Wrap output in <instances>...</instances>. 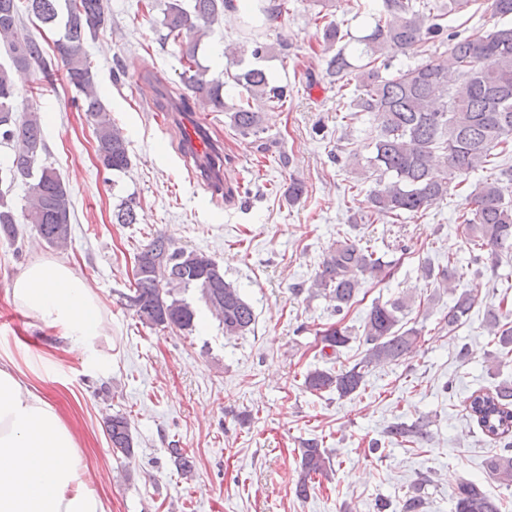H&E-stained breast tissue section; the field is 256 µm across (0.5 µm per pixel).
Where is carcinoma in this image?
<instances>
[{
	"label": "carcinoma",
	"instance_id": "cac0c4a2",
	"mask_svg": "<svg viewBox=\"0 0 512 512\" xmlns=\"http://www.w3.org/2000/svg\"><path fill=\"white\" fill-rule=\"evenodd\" d=\"M484 6L493 21L482 34L462 36L448 25V18L472 5ZM234 8L233 0H168L160 22L165 38L178 44L187 64L183 79L196 97L228 112L231 127L241 136L264 131L259 104H282L288 98L285 86L274 85L267 72L248 67L232 75L240 87L238 102H224V83L206 78L197 54L202 39L220 13ZM49 27L64 25L57 52L65 80L84 95L83 109L91 118L97 141V158L103 170L122 174L131 165L128 142L104 111L96 90L95 74L85 43L104 21L103 0H0V40L11 52L12 67L0 66V132L10 130L22 143L0 183L18 180L27 186L29 206L25 219L35 225L50 246L64 250L71 237L70 194L56 171L39 164L45 150L43 123L35 112L17 115L18 78L42 59L40 45L20 34L21 10ZM512 0H383L380 16L365 34L355 36L344 23L326 20L320 28V43L328 54L326 73L336 81L356 80L355 96L348 104L349 117L371 113L380 125L378 137L369 144L366 165L374 177L369 191L372 216L399 219L425 215L432 205L448 199L469 177L493 165L496 173L479 180L466 195L468 207L459 215L460 229L473 260L488 258L499 264V253L512 249ZM438 43L440 56L407 68L391 71L394 54L418 46ZM118 224L137 223L136 204L127 200L113 214ZM16 216L8 192L0 190V235L16 237ZM137 259L141 275L134 277L120 303L149 327H174L192 332L195 311L174 295L175 288H196L224 326V336H243L254 325L252 306L239 288L224 278V269L210 256L174 246L172 239L156 235ZM395 263L376 251L343 236L328 248L309 288L311 297L322 296L333 312L346 316L363 284L391 275ZM421 278L436 288L454 294L444 324L452 331L470 318L476 296L459 288L455 262L436 268L424 263ZM412 298L398 296L374 303L368 311L362 334L354 335L341 322L319 333L321 355L337 358L341 349L356 340L365 347L364 356L336 371L315 368L304 375L303 386L316 393L334 391L349 397L362 386L368 368L398 361L416 347L419 331L402 329L404 312ZM508 295L486 310L483 320L499 347V357L488 362L496 369L512 355V309ZM331 352H326V349ZM469 417L492 440L512 434V383L502 382L494 390H476L467 399ZM112 447L127 457L134 455L129 420L120 414L105 419ZM430 421L419 417L407 423L388 425L385 435L401 445H417L429 436ZM181 474L190 476L194 458L184 449H169ZM330 452L324 442L312 438L302 443L299 477L295 493L307 498L317 477L328 476ZM487 474L505 487L512 486V442L486 462ZM430 476L421 474L412 491L399 504L398 512H425V487ZM454 512H502L500 499L488 495L476 482L462 481L455 492Z\"/></svg>",
	"mask_w": 512,
	"mask_h": 512
}]
</instances>
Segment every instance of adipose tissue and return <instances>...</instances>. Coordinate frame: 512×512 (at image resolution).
<instances>
[{
  "instance_id": "1",
  "label": "adipose tissue",
  "mask_w": 512,
  "mask_h": 512,
  "mask_svg": "<svg viewBox=\"0 0 512 512\" xmlns=\"http://www.w3.org/2000/svg\"><path fill=\"white\" fill-rule=\"evenodd\" d=\"M16 305L71 344L90 351L100 309L87 283L62 260L39 258L13 282ZM0 512H106L90 490L74 438L53 406L0 364Z\"/></svg>"
}]
</instances>
